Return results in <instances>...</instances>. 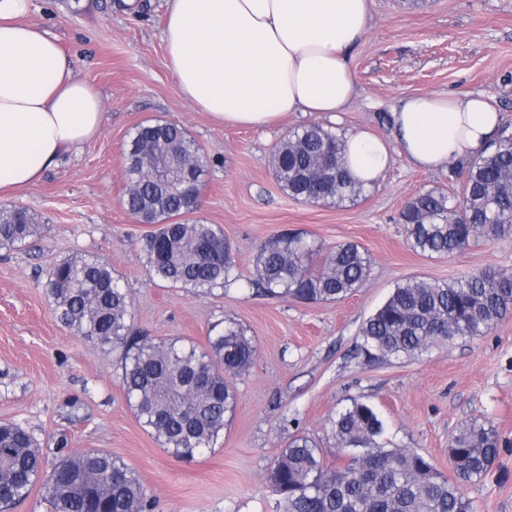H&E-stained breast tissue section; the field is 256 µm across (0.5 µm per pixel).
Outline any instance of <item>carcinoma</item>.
Returning <instances> with one entry per match:
<instances>
[{
    "label": "carcinoma",
    "instance_id": "1",
    "mask_svg": "<svg viewBox=\"0 0 512 512\" xmlns=\"http://www.w3.org/2000/svg\"><path fill=\"white\" fill-rule=\"evenodd\" d=\"M124 205L159 228L146 243L151 278L207 291L237 281L233 246L212 224L189 222L199 207L207 160L185 128L173 121L139 123L124 148ZM274 175L292 198L335 206L360 197L344 164L339 137L317 124L287 132L276 148ZM460 195L426 192L399 213L411 249L449 256L479 239L512 233V128L475 156L448 167ZM38 219L21 206H0V248L26 243ZM370 259L354 243L328 249L297 233L257 246L247 284L268 295L305 302L337 301L355 292ZM53 313L67 328L103 347L122 349L125 395L138 421L171 456L193 461L213 451L232 417L237 396L230 378L253 364L257 346L233 319L207 345L174 338L154 342L131 333L128 296L102 259H67L47 272ZM512 317V273L485 269L451 284L424 279L398 284L361 325L366 361L421 355L459 338L482 336ZM344 463H330L317 442L291 439L266 481L284 512H471L464 487L484 478L501 440L487 419H472L449 439L454 479L424 455L382 441L378 410L357 398L332 419ZM41 483L52 512H151L139 475L108 453L84 450L43 468L34 437L18 424L0 425V512Z\"/></svg>",
    "mask_w": 512,
    "mask_h": 512
}]
</instances>
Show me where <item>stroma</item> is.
<instances>
[{
	"instance_id": "stroma-1",
	"label": "stroma",
	"mask_w": 512,
	"mask_h": 512,
	"mask_svg": "<svg viewBox=\"0 0 512 512\" xmlns=\"http://www.w3.org/2000/svg\"><path fill=\"white\" fill-rule=\"evenodd\" d=\"M140 2L130 13L123 0H31L25 17L57 37L76 75L101 93L105 116L99 135L40 182L0 196V205L25 207L41 223L25 244L0 249V423L30 432L48 469L66 452L121 458L139 474L152 512H282L266 482L270 465L298 433L334 458L331 419L348 398L374 405L388 439L426 455L448 477L449 437L485 417L502 445L486 477L464 494L472 512H512V317L487 335L420 356L368 363L355 351L362 322L397 283H450L488 267L512 272V234L447 257L413 251L398 222L404 204L457 186L447 170L424 172L398 156L378 185L339 207L293 200L272 173L287 131L316 123L339 135L385 138L393 108L410 95L481 93L512 126V0H371L367 32L349 57L355 92L347 110L334 119L291 112L270 127L221 124L190 105L167 62L166 0ZM155 119L179 123L206 156L193 218L233 244L238 282L196 294L150 281L145 244L155 227L123 205L124 147L136 125ZM286 231L326 246L358 244L370 257L369 276L335 302L249 291L255 246ZM81 255L111 265L127 290L135 335L203 345L214 325L232 318L254 339L256 358L234 380L237 405L215 451L191 462L168 454L126 400L120 350L57 320L46 274Z\"/></svg>"
}]
</instances>
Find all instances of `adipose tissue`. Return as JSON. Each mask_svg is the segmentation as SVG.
Here are the masks:
<instances>
[{"label": "adipose tissue", "mask_w": 512, "mask_h": 512, "mask_svg": "<svg viewBox=\"0 0 512 512\" xmlns=\"http://www.w3.org/2000/svg\"><path fill=\"white\" fill-rule=\"evenodd\" d=\"M30 0H0V192L42 180L101 131L104 103L57 39L26 24ZM369 0H167L169 66L183 97L214 121L271 125L291 112L336 114L355 79L349 49L367 31ZM391 140L343 142L352 178L379 181L393 155L433 172L474 156L501 114L481 94L412 95L390 114Z\"/></svg>", "instance_id": "obj_1"}]
</instances>
